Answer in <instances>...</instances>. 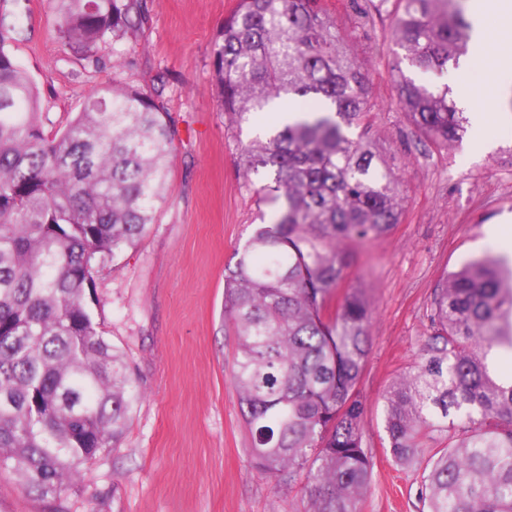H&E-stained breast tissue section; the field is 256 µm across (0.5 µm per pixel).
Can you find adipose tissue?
<instances>
[{
	"label": "adipose tissue",
	"instance_id": "1",
	"mask_svg": "<svg viewBox=\"0 0 512 512\" xmlns=\"http://www.w3.org/2000/svg\"><path fill=\"white\" fill-rule=\"evenodd\" d=\"M471 17L476 24V50L468 73L493 77L512 72V56L499 55L496 50L499 43L512 38V0H472Z\"/></svg>",
	"mask_w": 512,
	"mask_h": 512
}]
</instances>
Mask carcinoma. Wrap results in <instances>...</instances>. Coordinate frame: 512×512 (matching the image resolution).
<instances>
[{
  "instance_id": "1",
  "label": "carcinoma",
  "mask_w": 512,
  "mask_h": 512,
  "mask_svg": "<svg viewBox=\"0 0 512 512\" xmlns=\"http://www.w3.org/2000/svg\"><path fill=\"white\" fill-rule=\"evenodd\" d=\"M62 44L86 58L141 26L143 0H51ZM464 0H395L394 81L416 131L437 147L470 120L448 77L470 54ZM213 69L224 116L253 123L239 143L245 186L273 208L224 271V320L237 336L231 381L253 468L300 482L306 512H359L373 461L357 389L370 310L356 288L333 301L345 245L401 223L400 177L369 137V84L320 0H237ZM0 23V469L60 504L83 467L123 436L138 392L124 355L85 305L97 268L135 246L166 195L173 138L158 98L114 82L52 134L38 91ZM424 74L417 82L402 63ZM269 175L255 185L251 175ZM433 333L385 397L399 465L431 449L426 512H512V269L495 256L443 276Z\"/></svg>"
}]
</instances>
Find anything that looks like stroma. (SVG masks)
<instances>
[{"instance_id": "obj_1", "label": "stroma", "mask_w": 512, "mask_h": 512, "mask_svg": "<svg viewBox=\"0 0 512 512\" xmlns=\"http://www.w3.org/2000/svg\"><path fill=\"white\" fill-rule=\"evenodd\" d=\"M134 33L97 59L57 37L49 0H0L18 35L8 50L35 83L46 130L63 127L100 87L118 81L162 89L173 158L168 193L150 233L108 260L85 302L125 355L140 397L117 447L83 470L70 512H303L300 486L277 487L251 464L230 381L236 349L224 322V268L252 235L256 198L236 167L250 127L228 129L212 68L236 0H143ZM370 81V135L403 181V216L385 237L346 246L344 288L371 308L368 356L358 389L364 446L374 470L361 512H423L421 467L403 468L384 448V396L432 332L434 291L444 273L498 253L489 224L512 225V132L436 148L402 110L394 83V0H322Z\"/></svg>"}]
</instances>
